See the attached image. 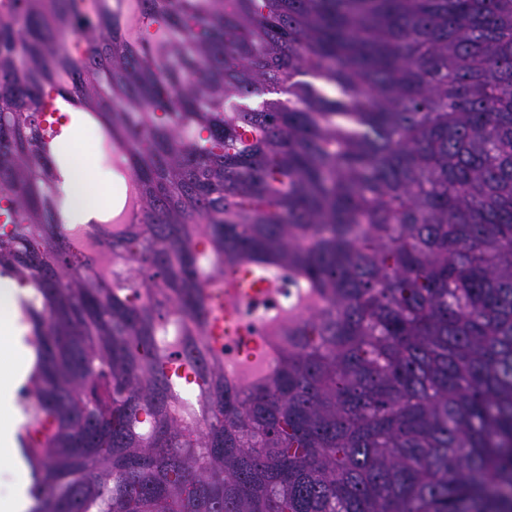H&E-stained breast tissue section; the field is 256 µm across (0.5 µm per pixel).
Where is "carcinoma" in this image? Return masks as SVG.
Masks as SVG:
<instances>
[{
	"label": "carcinoma",
	"mask_w": 512,
	"mask_h": 512,
	"mask_svg": "<svg viewBox=\"0 0 512 512\" xmlns=\"http://www.w3.org/2000/svg\"><path fill=\"white\" fill-rule=\"evenodd\" d=\"M14 2L0 273L39 298L29 512H512V0ZM58 98L138 191L96 253L57 193ZM202 249L216 284L303 289L260 384L205 343Z\"/></svg>",
	"instance_id": "1"
}]
</instances>
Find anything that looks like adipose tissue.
<instances>
[{"instance_id":"adipose-tissue-1","label":"adipose tissue","mask_w":512,"mask_h":512,"mask_svg":"<svg viewBox=\"0 0 512 512\" xmlns=\"http://www.w3.org/2000/svg\"><path fill=\"white\" fill-rule=\"evenodd\" d=\"M61 194L72 223L84 224L112 195L111 175L93 161L73 167L61 187ZM7 383L0 387V474H11L5 493L0 494V512H27L30 506L29 482L17 457V433L22 415L17 407L15 385L26 375V360L12 355L4 372Z\"/></svg>"}]
</instances>
